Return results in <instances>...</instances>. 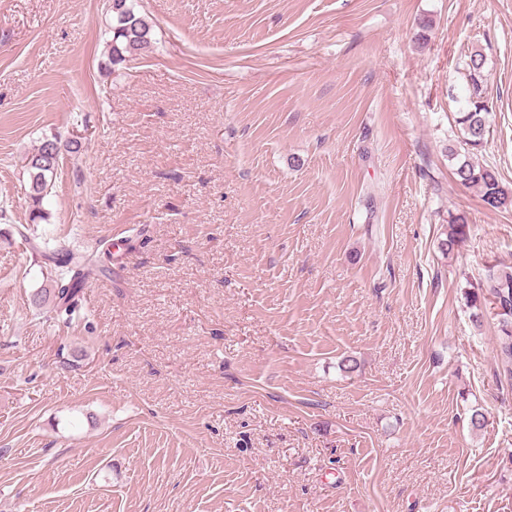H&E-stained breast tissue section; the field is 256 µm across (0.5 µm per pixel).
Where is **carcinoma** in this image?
Listing matches in <instances>:
<instances>
[{
    "label": "carcinoma",
    "mask_w": 512,
    "mask_h": 512,
    "mask_svg": "<svg viewBox=\"0 0 512 512\" xmlns=\"http://www.w3.org/2000/svg\"><path fill=\"white\" fill-rule=\"evenodd\" d=\"M112 13V38L109 42L108 65H121L141 54L152 44V26L146 17L135 11L134 0H112L109 7ZM468 78L472 86L468 108L459 113L456 122L467 151L459 153L448 149L449 158L454 160V176L456 181L465 187H476L481 193L484 204L494 210H507L512 207V190L507 188L498 171L492 166L476 163L470 151L481 146L489 133V110L481 96V83L485 57L479 51L470 53L465 62ZM45 145L27 156L24 169L28 176V197L32 201L33 218L41 219L44 214L41 204L44 193L54 182L58 161H51L45 156ZM470 224L463 213L448 216V224L444 225V239L440 242L442 254H455L467 241L470 235ZM65 265L70 277H60L55 284L44 288L34 297V303L40 305L51 301L60 313L73 314L79 306L82 287L90 273L89 261L82 255L70 254ZM468 305L479 309L482 301L491 298L498 308L500 331L499 375L512 380V268H492L480 281L478 290L465 292Z\"/></svg>",
    "instance_id": "1"
}]
</instances>
